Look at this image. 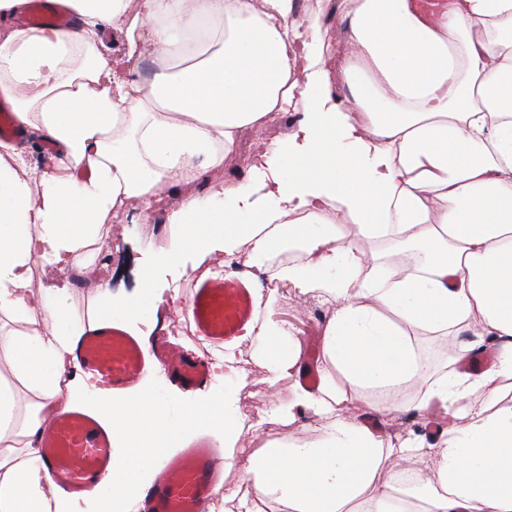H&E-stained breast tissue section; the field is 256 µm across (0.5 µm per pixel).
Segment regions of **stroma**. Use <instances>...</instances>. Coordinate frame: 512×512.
Masks as SVG:
<instances>
[{"mask_svg":"<svg viewBox=\"0 0 512 512\" xmlns=\"http://www.w3.org/2000/svg\"><path fill=\"white\" fill-rule=\"evenodd\" d=\"M253 176L251 163L246 160L244 151L240 150L226 163L221 177L204 173L196 180L172 184L167 190V195L173 199L178 195L193 192L207 199L216 190L219 178L246 183ZM178 233V228L172 225L166 226L163 232H156L152 223L142 222L123 211L109 216L105 222L104 235L93 251L94 261H102L108 265L107 270L97 272V280L109 281L114 295H133L138 290L139 267ZM212 273L216 276L240 275L250 288L262 294L272 293L275 302L267 312L268 320L290 332L301 345H308L310 338L320 337L322 327L331 313L330 304L321 297L300 294L294 287L267 289L264 283L266 273L259 267L245 264L233 267L216 266L213 267ZM32 286L37 290L63 289L69 312L76 318L86 315L95 291L94 283L80 284L71 273H63L52 267L36 268ZM187 298L188 289L185 282L171 283L155 315L143 325L142 331L149 335L166 331L178 340L190 356L203 358L211 368L212 384L207 391L211 399L223 401L225 388L235 390L239 411L247 422L236 448L237 458H244L254 448L268 441L281 438L309 440L318 437L321 433V422L310 415H298L296 421L288 425L272 418L271 409L274 403L290 398L293 382L284 378L278 383H270V372L255 345L244 343L236 351L237 359L247 370L246 379H225L223 369L216 365L218 347L193 335V329L185 315ZM472 345L480 346L484 350L491 348L498 351L502 348L501 343L483 337L481 327L477 324L464 327L448 337L428 335L418 339V347L428 364L433 369L444 371L452 370L454 367L451 360L453 349ZM258 419L263 422L261 429H250V422Z\"/></svg>","mask_w":512,"mask_h":512,"instance_id":"stroma-1","label":"stroma"}]
</instances>
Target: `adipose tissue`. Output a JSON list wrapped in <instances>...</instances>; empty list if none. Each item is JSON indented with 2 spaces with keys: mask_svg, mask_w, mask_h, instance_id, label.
Here are the masks:
<instances>
[{
  "mask_svg": "<svg viewBox=\"0 0 512 512\" xmlns=\"http://www.w3.org/2000/svg\"><path fill=\"white\" fill-rule=\"evenodd\" d=\"M26 2L0 0V102L58 157L30 174L0 140V512H72L39 440L73 408L112 430L98 512H127L159 458L204 430L223 435L232 468L235 392L174 417L147 389H95L72 349L105 316L139 335L162 299L160 268L223 254L255 263L291 244L299 261L270 279L332 305L318 384H304L301 344L266 323L273 301L259 294L223 363L238 374L237 348L255 344L273 380L294 381L274 415L310 414L323 434L253 451L245 473L259 492L289 512H512V0H442L429 18L409 0H333L334 32L318 15L297 31L294 0H63L72 29L9 25ZM148 52L151 71L130 70ZM295 104V130L265 138ZM246 140L262 179L180 197L167 217L180 233L141 270L135 298L115 305L100 282L81 321L33 288L36 267H89L112 211L135 205L148 219L165 187L196 179L201 162L222 169ZM474 322L504 342L496 364L430 369L418 337ZM351 388L377 392L368 407L382 419L435 407L448 426L432 445L394 443L348 413ZM425 448L430 474L398 487Z\"/></svg>",
  "mask_w": 512,
  "mask_h": 512,
  "instance_id": "1",
  "label": "adipose tissue"
}]
</instances>
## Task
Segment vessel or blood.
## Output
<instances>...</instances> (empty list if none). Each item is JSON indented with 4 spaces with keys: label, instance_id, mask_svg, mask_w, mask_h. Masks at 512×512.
I'll list each match as a JSON object with an SVG mask.
<instances>
[{
    "label": "vessel or blood",
    "instance_id": "vessel-or-blood-1",
    "mask_svg": "<svg viewBox=\"0 0 512 512\" xmlns=\"http://www.w3.org/2000/svg\"><path fill=\"white\" fill-rule=\"evenodd\" d=\"M21 22L67 26L72 16L55 0H34L31 13L23 16ZM253 311L248 289L231 277L206 280L191 291L189 315L195 332L211 342L234 338ZM74 355L96 385L116 391L140 379L150 355L186 388H204L210 378L204 360L187 358L169 340H158L147 354L137 340L107 325L84 336ZM41 453L58 490L82 493L107 471L112 441L92 418L69 411L49 423L42 437ZM220 478L221 469L213 448L207 442H197L161 462L143 491L142 512H204Z\"/></svg>",
    "mask_w": 512,
    "mask_h": 512
}]
</instances>
